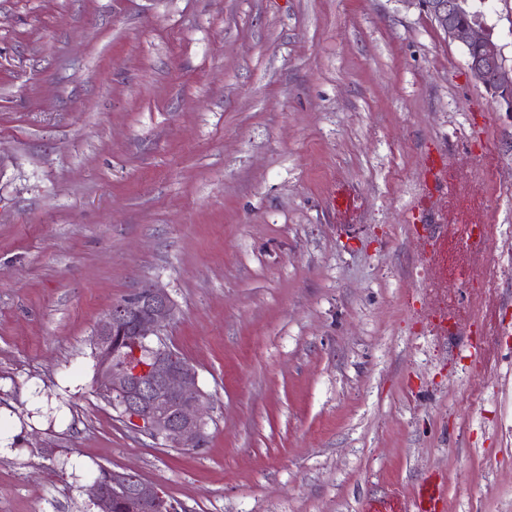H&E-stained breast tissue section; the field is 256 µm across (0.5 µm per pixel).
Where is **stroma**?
Here are the masks:
<instances>
[{
    "label": "stroma",
    "instance_id": "stroma-1",
    "mask_svg": "<svg viewBox=\"0 0 512 512\" xmlns=\"http://www.w3.org/2000/svg\"><path fill=\"white\" fill-rule=\"evenodd\" d=\"M512 65V0H483ZM468 190V284L411 208ZM499 288L484 297L483 262ZM165 289L207 443L96 390L113 303ZM0 512H362L424 480L512 512V114L405 0H0ZM86 492L98 512H131L126 503L112 504L116 501L133 502L136 512L175 511L157 487L132 474L103 471L87 486Z\"/></svg>",
    "mask_w": 512,
    "mask_h": 512
}]
</instances>
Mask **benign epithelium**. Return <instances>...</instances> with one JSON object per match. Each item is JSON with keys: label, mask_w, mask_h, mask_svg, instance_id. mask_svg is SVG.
<instances>
[{"label": "benign epithelium", "mask_w": 512, "mask_h": 512, "mask_svg": "<svg viewBox=\"0 0 512 512\" xmlns=\"http://www.w3.org/2000/svg\"><path fill=\"white\" fill-rule=\"evenodd\" d=\"M426 8L448 39L466 48L478 47L468 60L473 78L487 89L512 88V66L490 37L483 18L458 25L453 16L469 0H406ZM176 306L162 288L146 286L125 301L112 305L93 332L97 351L114 344L132 349L133 363L114 367L106 360L97 365L99 389L119 403L120 416L139 433L174 447L200 450L207 435L204 393L195 367L167 343L165 328ZM86 492L98 512H112V503L131 501L135 512H174L163 493L132 474L105 471Z\"/></svg>", "instance_id": "obj_1"}]
</instances>
